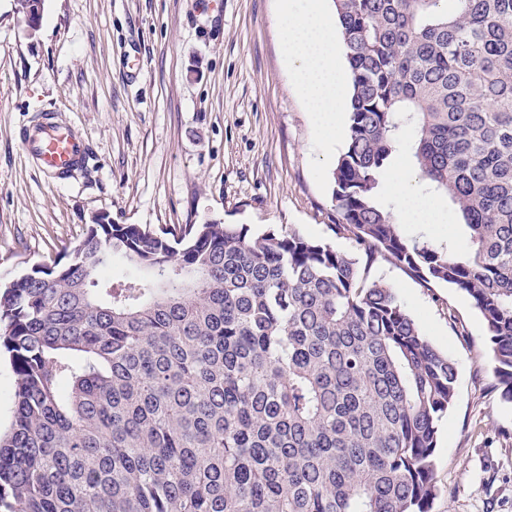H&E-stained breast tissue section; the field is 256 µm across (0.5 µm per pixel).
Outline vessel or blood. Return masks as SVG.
<instances>
[{
    "mask_svg": "<svg viewBox=\"0 0 512 512\" xmlns=\"http://www.w3.org/2000/svg\"><path fill=\"white\" fill-rule=\"evenodd\" d=\"M19 137L31 163L51 178H66L81 168L89 156V145L79 131L61 126L51 112L21 129Z\"/></svg>",
    "mask_w": 512,
    "mask_h": 512,
    "instance_id": "b4317fda",
    "label": "vessel or blood"
}]
</instances>
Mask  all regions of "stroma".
<instances>
[{"label":"stroma","mask_w":512,"mask_h":512,"mask_svg":"<svg viewBox=\"0 0 512 512\" xmlns=\"http://www.w3.org/2000/svg\"><path fill=\"white\" fill-rule=\"evenodd\" d=\"M281 0H44L29 28L0 0V283L74 246L93 216L174 224L289 227L358 255L332 231L333 171L346 139L306 112L281 50ZM76 127L90 153L44 177L20 129L41 113ZM458 367L440 424L431 512H512V404L493 390L488 338L471 300L375 255Z\"/></svg>","instance_id":"obj_1"}]
</instances>
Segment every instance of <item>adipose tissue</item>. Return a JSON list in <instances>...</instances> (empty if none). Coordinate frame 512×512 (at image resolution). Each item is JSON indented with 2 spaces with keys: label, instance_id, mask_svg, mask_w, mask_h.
<instances>
[{
  "label": "adipose tissue",
  "instance_id": "obj_1",
  "mask_svg": "<svg viewBox=\"0 0 512 512\" xmlns=\"http://www.w3.org/2000/svg\"><path fill=\"white\" fill-rule=\"evenodd\" d=\"M279 25L282 49L307 111L316 113L326 131L335 132L350 103L335 28L316 0H285ZM410 178V171H399L395 185L403 219L411 224L446 223L443 211L410 190Z\"/></svg>",
  "mask_w": 512,
  "mask_h": 512
}]
</instances>
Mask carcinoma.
I'll list each match as a JSON object with an SVG mask.
<instances>
[{
    "mask_svg": "<svg viewBox=\"0 0 512 512\" xmlns=\"http://www.w3.org/2000/svg\"><path fill=\"white\" fill-rule=\"evenodd\" d=\"M332 3L350 71L335 232L361 257L283 227L86 225L0 288V512H430L457 363L364 278L377 250L469 297L512 404V0ZM16 5L40 22L43 0ZM402 153L463 247L402 233L380 195ZM15 387V377L7 360L0 359V428L9 427L12 415V396Z\"/></svg>",
    "mask_w": 512,
    "mask_h": 512,
    "instance_id": "carcinoma-1",
    "label": "carcinoma"
}]
</instances>
